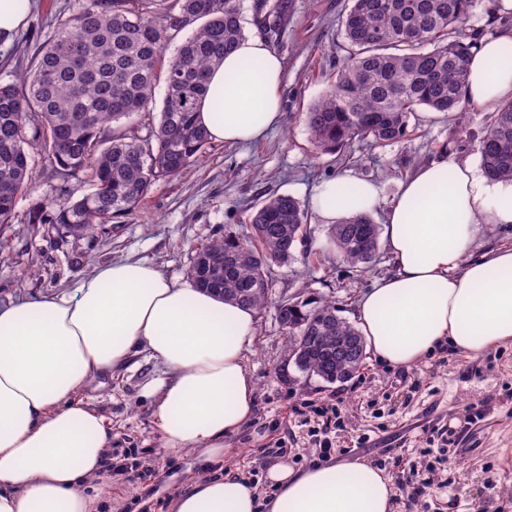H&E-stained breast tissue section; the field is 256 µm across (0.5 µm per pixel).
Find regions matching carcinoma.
<instances>
[{
    "label": "carcinoma",
    "instance_id": "1",
    "mask_svg": "<svg viewBox=\"0 0 512 512\" xmlns=\"http://www.w3.org/2000/svg\"><path fill=\"white\" fill-rule=\"evenodd\" d=\"M77 0L39 44L29 68L0 83V249L16 201L36 184L32 150L47 154L63 174L82 172L94 191L76 201L45 189L27 213L29 224H58L80 236L105 230L139 208L152 187L191 166L210 144L197 121L209 74L244 37L242 0ZM475 0H352L342 18L348 55L332 89L304 114L313 146L334 152L358 142L370 149L399 142L425 106L464 121L462 88L477 35L457 33ZM201 21L170 57L165 48ZM278 5L260 20L277 35ZM165 82L159 122L145 135L110 124L149 111L158 80ZM485 177L512 183V100L498 103L478 139ZM247 241L225 236L196 249L189 269L200 288L255 310L272 298L270 267L293 257L308 212L288 195H272L249 218ZM380 225L355 215L332 225L336 255L367 269L379 250ZM295 364L330 382L351 377L362 357L336 355V343L361 332L336 305L290 299L277 305Z\"/></svg>",
    "mask_w": 512,
    "mask_h": 512
}]
</instances>
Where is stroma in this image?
Segmentation results:
<instances>
[{
  "label": "stroma",
  "mask_w": 512,
  "mask_h": 512,
  "mask_svg": "<svg viewBox=\"0 0 512 512\" xmlns=\"http://www.w3.org/2000/svg\"><path fill=\"white\" fill-rule=\"evenodd\" d=\"M26 23L15 42L0 44V82L29 67L40 41L75 0H27ZM351 0H289L272 49L284 63L283 117L260 139L239 145L211 142L203 157L176 177L157 182L133 215L111 230L74 238L53 224H29L35 194L20 196L0 251V306L17 299L72 290L95 267L124 258H145L166 276L187 280L197 247L213 238L241 235L251 212L268 196L286 194L309 206L324 180L352 171L378 184L385 210L401 183L419 165L451 152L479 166L476 140L491 114L453 115L419 109L404 140L368 151L316 152L301 118L330 88L346 56L341 20ZM38 184L61 187L78 200L93 192L85 174L61 177L33 153ZM329 225L311 218L307 234L288 263L272 266L275 296L296 302L335 301L341 316L356 321L362 295L394 271L387 246L375 265L359 272L337 262ZM257 384L248 424L225 437L216 475L247 478L261 497L272 496L271 466L304 469L319 461V442L330 437L333 463L363 460L390 473L399 491L397 512H512V344L484 354L448 349L416 367L400 369L365 355L344 383L329 384L299 371L274 306L256 315V335L246 355ZM167 367L146 351L99 376L82 400L103 416L112 435V456L128 469H104L95 482L91 512H170L174 499L199 473L197 452L164 447L154 416ZM336 405L329 435H322L312 408L294 414L302 401Z\"/></svg>",
  "instance_id": "stroma-1"
}]
</instances>
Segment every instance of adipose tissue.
Returning <instances> with one entry per match:
<instances>
[{"label": "adipose tissue", "instance_id": "1", "mask_svg": "<svg viewBox=\"0 0 512 512\" xmlns=\"http://www.w3.org/2000/svg\"><path fill=\"white\" fill-rule=\"evenodd\" d=\"M262 64L253 76L246 61ZM283 65L259 37L240 41L209 75L200 120L211 139L253 140L281 117ZM512 99V28L468 60L463 103ZM377 185L346 171L322 183L312 208L326 224L369 214ZM394 273L370 288L357 315L377 360L411 368L441 346L477 355L512 343V246L469 253L486 227H512V187L491 183L448 153L402 183L384 219ZM254 309L165 276L145 259L95 268L73 291L0 307V512H89L112 438L80 394L124 366L134 349L170 375L155 407L164 447L224 455L247 424L256 382L245 354ZM267 500L248 480L199 475L174 512H395L392 477L367 463L270 468Z\"/></svg>", "mask_w": 512, "mask_h": 512}]
</instances>
